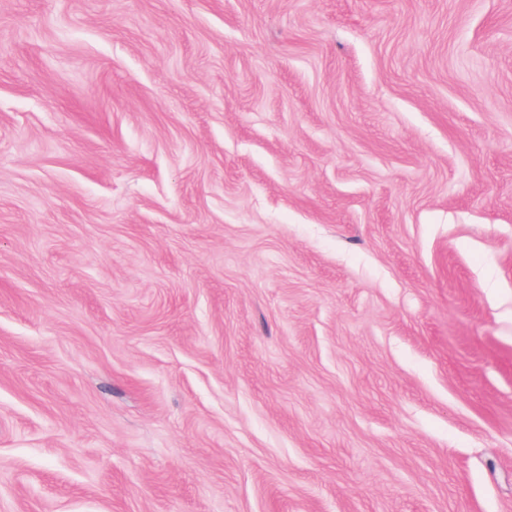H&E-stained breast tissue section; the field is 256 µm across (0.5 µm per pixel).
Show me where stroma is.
Here are the masks:
<instances>
[{"instance_id": "obj_1", "label": "stroma", "mask_w": 512, "mask_h": 512, "mask_svg": "<svg viewBox=\"0 0 512 512\" xmlns=\"http://www.w3.org/2000/svg\"><path fill=\"white\" fill-rule=\"evenodd\" d=\"M0 512H512V0H0Z\"/></svg>"}]
</instances>
